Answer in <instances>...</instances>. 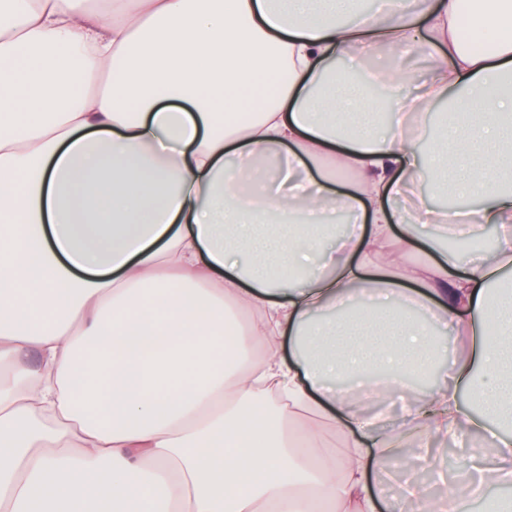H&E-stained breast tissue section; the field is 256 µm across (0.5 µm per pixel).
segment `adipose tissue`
<instances>
[{
  "label": "adipose tissue",
  "instance_id": "1",
  "mask_svg": "<svg viewBox=\"0 0 512 512\" xmlns=\"http://www.w3.org/2000/svg\"><path fill=\"white\" fill-rule=\"evenodd\" d=\"M108 3L0 0V512H380L375 474L428 462L405 436L466 429L478 480L399 512L511 487L512 0ZM382 47L426 81L319 96ZM444 100L422 151L405 117ZM424 184L480 204L393 208ZM419 377L401 428L362 412ZM426 50L415 49L398 61L394 69L408 82L409 89L413 90L427 76Z\"/></svg>",
  "mask_w": 512,
  "mask_h": 512
}]
</instances>
